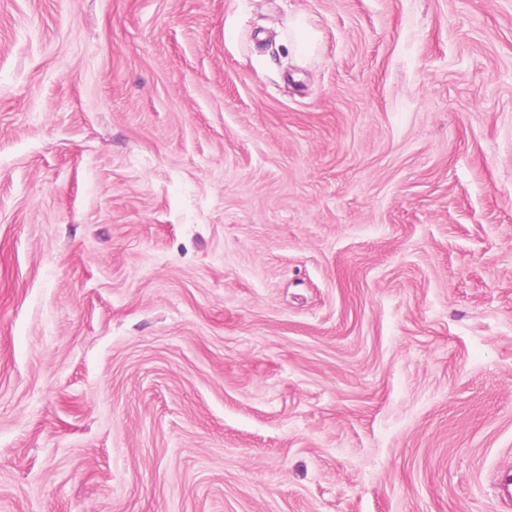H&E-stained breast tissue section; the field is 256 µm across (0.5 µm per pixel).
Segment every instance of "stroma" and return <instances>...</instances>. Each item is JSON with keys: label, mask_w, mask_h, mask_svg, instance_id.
<instances>
[{"label": "stroma", "mask_w": 512, "mask_h": 512, "mask_svg": "<svg viewBox=\"0 0 512 512\" xmlns=\"http://www.w3.org/2000/svg\"><path fill=\"white\" fill-rule=\"evenodd\" d=\"M509 471L512 0H0V512ZM288 34L294 45L295 56L305 60L309 55L310 48L316 40L317 33L302 16L288 19Z\"/></svg>", "instance_id": "stroma-1"}]
</instances>
